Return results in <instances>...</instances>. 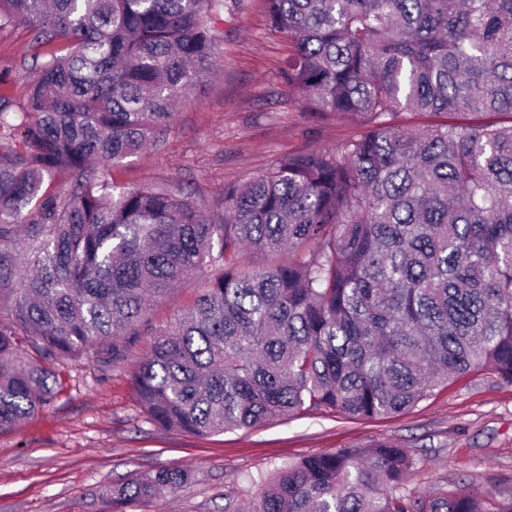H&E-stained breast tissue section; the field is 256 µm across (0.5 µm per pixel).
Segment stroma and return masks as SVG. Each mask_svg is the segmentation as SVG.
Returning a JSON list of instances; mask_svg holds the SVG:
<instances>
[{"mask_svg": "<svg viewBox=\"0 0 512 512\" xmlns=\"http://www.w3.org/2000/svg\"><path fill=\"white\" fill-rule=\"evenodd\" d=\"M213 73L176 110L164 143L111 170L128 188L166 182L195 191L220 213L224 188L246 184L301 148L333 147L361 129L350 116L315 122L283 82L291 44L268 27L263 0L215 24ZM25 27L0 29V94L27 100L36 77ZM128 365L82 358L56 368L58 395L14 430L0 433V512H102L98 492L177 463L189 483L130 512H224L227 500L257 491L252 475L308 455L389 440L414 450L409 487L427 492L439 477L475 492L512 480V385L493 374L452 387L387 419H347L330 410L282 418L250 431L206 437L147 422Z\"/></svg>", "mask_w": 512, "mask_h": 512, "instance_id": "35a3bbf8", "label": "stroma"}]
</instances>
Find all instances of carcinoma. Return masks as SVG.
<instances>
[{"mask_svg": "<svg viewBox=\"0 0 512 512\" xmlns=\"http://www.w3.org/2000/svg\"><path fill=\"white\" fill-rule=\"evenodd\" d=\"M240 2L0 0L37 70L26 105L0 94V142L22 138L0 151V432L53 402L57 362L121 363L144 335L146 419L198 436L394 417L485 370L512 384V0H265L301 112L365 131L225 186L215 217L166 183L114 185ZM188 284L192 307L156 322ZM412 468L390 441L311 455L259 476L249 512H512V481L419 495ZM188 480L169 465L99 497L129 512Z\"/></svg>", "mask_w": 512, "mask_h": 512, "instance_id": "obj_1", "label": "carcinoma"}]
</instances>
